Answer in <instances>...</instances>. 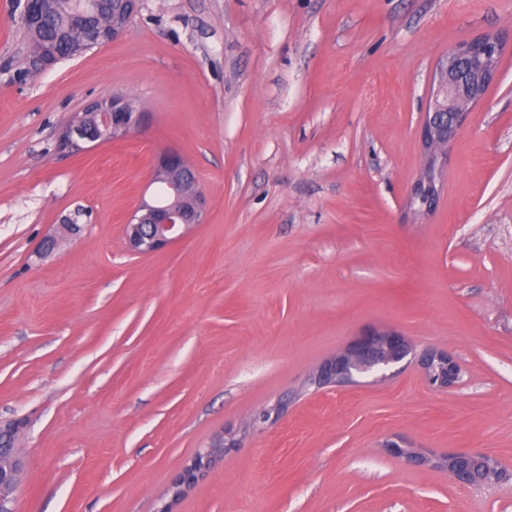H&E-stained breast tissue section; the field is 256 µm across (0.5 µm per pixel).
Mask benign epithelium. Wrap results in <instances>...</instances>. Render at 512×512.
I'll return each instance as SVG.
<instances>
[{"instance_id": "obj_1", "label": "benign epithelium", "mask_w": 512, "mask_h": 512, "mask_svg": "<svg viewBox=\"0 0 512 512\" xmlns=\"http://www.w3.org/2000/svg\"><path fill=\"white\" fill-rule=\"evenodd\" d=\"M142 0H118L112 9V27L98 35L100 44L122 36ZM503 41L496 34L452 45L436 67L433 85L420 127L422 169L411 190L408 206L418 215L430 214L441 193L442 173L448 164V147L457 138L471 112L481 104L498 80ZM144 113L130 109L125 95L99 98L73 113L58 136L60 150L74 154L102 141L100 134L121 140L138 128ZM150 184L151 200H142L127 224L125 245L129 253L146 256L186 238L203 223L207 200L198 178L180 152L170 149L155 161ZM416 361L426 384L437 390L457 386L463 371L454 357L440 350L416 354L411 341L396 330H369L345 349L324 361L309 378L316 389L343 386L361 375L387 377L399 364ZM285 403L278 402L253 416L248 430L259 432L274 424ZM241 445V434L225 429L198 449L168 486L160 512H176L184 495L203 480L213 465ZM387 451L411 466H427L448 473L456 483L473 486L500 479L497 462L479 453L427 456L404 442L391 441ZM23 461L15 452L0 449V512H16Z\"/></svg>"}]
</instances>
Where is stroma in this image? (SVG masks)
<instances>
[{
  "label": "stroma",
  "instance_id": "35a3bbf8",
  "mask_svg": "<svg viewBox=\"0 0 512 512\" xmlns=\"http://www.w3.org/2000/svg\"><path fill=\"white\" fill-rule=\"evenodd\" d=\"M506 33L500 76L448 153L436 210L406 198L437 64ZM144 125L65 155L91 101ZM179 151L203 224L130 255L124 225ZM84 209L81 234L42 246ZM370 328L445 350L321 391L306 381ZM246 435L178 512H512V0H144L117 40L26 85L0 74V422L24 420L19 512H157L217 432ZM481 453L458 485L385 444ZM285 406V403L278 402L270 408L264 409L260 413L256 414L250 419L247 427L248 430L252 432H259L267 429L280 418Z\"/></svg>",
  "mask_w": 512,
  "mask_h": 512
}]
</instances>
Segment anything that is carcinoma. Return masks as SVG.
Listing matches in <instances>:
<instances>
[{"label": "carcinoma", "instance_id": "cac0c4a2", "mask_svg": "<svg viewBox=\"0 0 512 512\" xmlns=\"http://www.w3.org/2000/svg\"><path fill=\"white\" fill-rule=\"evenodd\" d=\"M111 24L112 0H94L92 8L84 0H45L38 22L23 27L25 52L8 65H17L31 80L43 73L45 57L59 64L85 54L93 49L89 31Z\"/></svg>", "mask_w": 512, "mask_h": 512}]
</instances>
